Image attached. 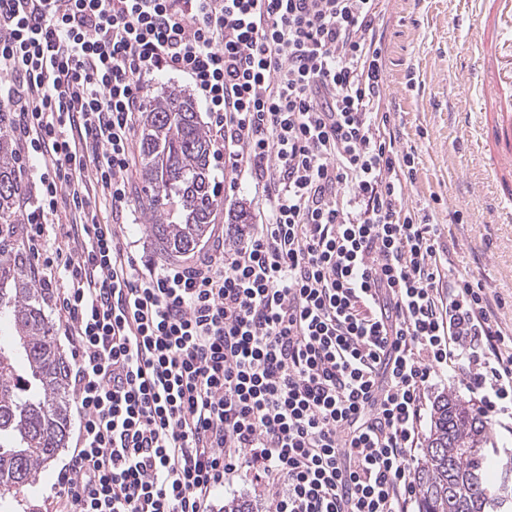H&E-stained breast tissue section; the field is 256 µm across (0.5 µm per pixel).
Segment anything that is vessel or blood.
Listing matches in <instances>:
<instances>
[{
    "instance_id": "1",
    "label": "vessel or blood",
    "mask_w": 512,
    "mask_h": 512,
    "mask_svg": "<svg viewBox=\"0 0 512 512\" xmlns=\"http://www.w3.org/2000/svg\"><path fill=\"white\" fill-rule=\"evenodd\" d=\"M467 22L480 29L468 51L475 59L468 108L456 122L487 164L500 223L512 222V0H471Z\"/></svg>"
}]
</instances>
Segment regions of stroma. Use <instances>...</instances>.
<instances>
[{
	"instance_id": "1",
	"label": "stroma",
	"mask_w": 512,
	"mask_h": 512,
	"mask_svg": "<svg viewBox=\"0 0 512 512\" xmlns=\"http://www.w3.org/2000/svg\"><path fill=\"white\" fill-rule=\"evenodd\" d=\"M383 58L386 103L400 136L401 151L415 157L409 187L413 206L440 224L456 271L472 274L501 303L502 325L512 332V223L498 221L487 188L484 160L473 152L452 115L465 105L466 77L474 66L468 45L476 26L460 23L466 0H385ZM222 203L210 224L218 234L239 207L251 223L263 220L262 203L247 178L216 160ZM131 206L123 240L141 269L166 259L149 232L139 202L146 182L140 166L128 175ZM74 441L48 463L40 482L10 500L5 512H55L54 485L74 451Z\"/></svg>"
}]
</instances>
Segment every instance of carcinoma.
<instances>
[{"instance_id": "cac0c4a2", "label": "carcinoma", "mask_w": 512, "mask_h": 512, "mask_svg": "<svg viewBox=\"0 0 512 512\" xmlns=\"http://www.w3.org/2000/svg\"><path fill=\"white\" fill-rule=\"evenodd\" d=\"M138 137L150 234L161 255L189 254L221 204L194 99L170 90L149 100ZM17 195L16 153L0 134V324L10 332L0 341V499L39 481L65 447L72 412L71 363L45 313L49 296L17 243ZM488 426L459 396L435 402L416 477L420 512H500L512 499L511 485L488 479Z\"/></svg>"}]
</instances>
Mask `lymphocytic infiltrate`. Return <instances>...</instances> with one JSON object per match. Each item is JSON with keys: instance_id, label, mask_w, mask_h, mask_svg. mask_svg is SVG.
Returning a JSON list of instances; mask_svg holds the SVG:
<instances>
[{"instance_id": "obj_1", "label": "lymphocytic infiltrate", "mask_w": 512, "mask_h": 512, "mask_svg": "<svg viewBox=\"0 0 512 512\" xmlns=\"http://www.w3.org/2000/svg\"><path fill=\"white\" fill-rule=\"evenodd\" d=\"M380 0H0V112L41 287L77 349L62 512H211L247 466L267 512H411L433 381L512 433V335L410 206ZM188 77L268 215L137 268L147 80ZM108 202L113 223L99 218ZM68 213L65 258L39 247Z\"/></svg>"}]
</instances>
